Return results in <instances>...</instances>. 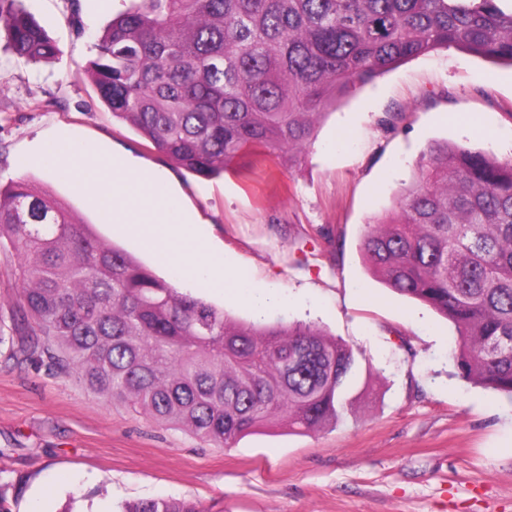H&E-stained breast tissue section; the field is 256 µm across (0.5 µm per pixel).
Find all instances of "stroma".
I'll return each instance as SVG.
<instances>
[{
  "mask_svg": "<svg viewBox=\"0 0 512 512\" xmlns=\"http://www.w3.org/2000/svg\"><path fill=\"white\" fill-rule=\"evenodd\" d=\"M79 13H72V2ZM54 39L32 66L0 48V184L31 181L100 236L240 321L317 323L377 370L352 413L310 434L272 427L217 448L88 389L9 360L0 347V470L22 475L9 512H119L190 498L208 512H512V401L460 378L446 319L372 275L366 225L389 211L437 141L512 162V68L455 48L409 60L330 105L316 139L266 171L203 179L112 116L85 72L123 0H26ZM68 136L103 158L133 155L206 224L239 279L269 298L169 269L28 143Z\"/></svg>",
  "mask_w": 512,
  "mask_h": 512,
  "instance_id": "obj_1",
  "label": "stroma"
}]
</instances>
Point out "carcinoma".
<instances>
[{
  "instance_id": "1",
  "label": "carcinoma",
  "mask_w": 512,
  "mask_h": 512,
  "mask_svg": "<svg viewBox=\"0 0 512 512\" xmlns=\"http://www.w3.org/2000/svg\"><path fill=\"white\" fill-rule=\"evenodd\" d=\"M87 62L98 97L203 179L302 149L322 110L399 64L455 47L512 66L507 0H129ZM28 64L57 47L20 5L0 30ZM21 288L9 358L217 448L278 421L315 432L352 411L373 368L303 321L244 322L181 292L25 180L0 187V247ZM373 274L454 327L461 378L512 399V162L436 142L367 225ZM124 512H208L152 498Z\"/></svg>"
}]
</instances>
